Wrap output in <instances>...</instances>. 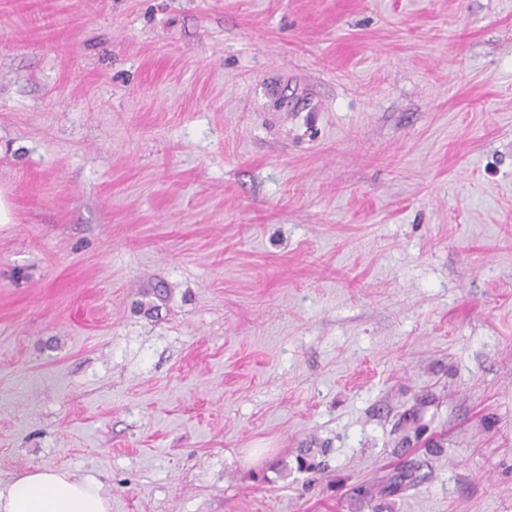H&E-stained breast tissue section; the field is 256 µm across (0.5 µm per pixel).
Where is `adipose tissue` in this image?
Returning <instances> with one entry per match:
<instances>
[{
	"instance_id": "1",
	"label": "adipose tissue",
	"mask_w": 512,
	"mask_h": 512,
	"mask_svg": "<svg viewBox=\"0 0 512 512\" xmlns=\"http://www.w3.org/2000/svg\"><path fill=\"white\" fill-rule=\"evenodd\" d=\"M100 488L95 477L40 468L0 486V512H111Z\"/></svg>"
}]
</instances>
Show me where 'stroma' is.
I'll use <instances>...</instances> for the list:
<instances>
[{
  "mask_svg": "<svg viewBox=\"0 0 512 512\" xmlns=\"http://www.w3.org/2000/svg\"><path fill=\"white\" fill-rule=\"evenodd\" d=\"M0 190V482L512 512V0H0ZM423 464L411 463L395 473L373 484H359L351 488V494L360 499H373L374 496H394L416 486L428 478V474L420 475Z\"/></svg>",
  "mask_w": 512,
  "mask_h": 512,
  "instance_id": "35a3bbf8",
  "label": "stroma"
}]
</instances>
